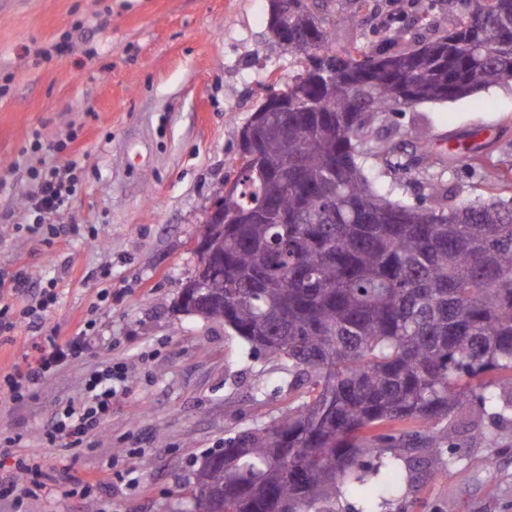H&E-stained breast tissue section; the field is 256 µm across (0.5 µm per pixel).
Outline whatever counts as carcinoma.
Wrapping results in <instances>:
<instances>
[{
	"label": "carcinoma",
	"instance_id": "1",
	"mask_svg": "<svg viewBox=\"0 0 512 512\" xmlns=\"http://www.w3.org/2000/svg\"><path fill=\"white\" fill-rule=\"evenodd\" d=\"M450 2L456 21H432L428 39L402 47L408 30L393 28L377 49H336L315 3L282 0L288 34L308 44L288 49L301 64L288 84L295 108L262 139L264 177L246 161L224 197L220 300L205 319L288 367L302 395L208 455L195 482L219 494L201 512H331L342 489L396 493L381 469L421 448L428 476L446 475L458 407L512 414V207L459 201L441 176L431 205L408 203L380 170L402 160L370 125L512 83V0ZM269 205L288 223H237V210Z\"/></svg>",
	"mask_w": 512,
	"mask_h": 512
}]
</instances>
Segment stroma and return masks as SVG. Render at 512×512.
Instances as JSON below:
<instances>
[{
  "label": "stroma",
  "mask_w": 512,
  "mask_h": 512,
  "mask_svg": "<svg viewBox=\"0 0 512 512\" xmlns=\"http://www.w3.org/2000/svg\"><path fill=\"white\" fill-rule=\"evenodd\" d=\"M316 10L340 48L379 47L391 22L424 31L415 0H317ZM353 12L357 24H342ZM268 18L269 0H14L0 12V177L10 185L0 193V268L55 283L58 302L38 333L88 338L27 406L0 399V432L19 438L0 456V512H193L205 455L297 403L284 365L178 306L205 215L240 164L243 127L300 72ZM35 132L66 147L27 166L82 159L74 195L51 217L67 231L50 247L20 230L36 219L27 167L17 164ZM373 135L408 162L384 171L407 202L427 200L438 171L459 200H512L510 84L383 114ZM452 144L478 153L506 185L493 192L468 169L445 167ZM37 332L15 330L0 346V371L21 362ZM111 362L125 363L128 378L107 421L83 447L50 444L49 420L81 403L89 377ZM478 419L488 440L470 437ZM456 421L445 477L407 471L397 494L346 491L336 512H512V423L471 410ZM21 459L39 467L37 483L17 470ZM95 474L102 484L87 486Z\"/></svg>",
  "instance_id": "35a3bbf8"
}]
</instances>
